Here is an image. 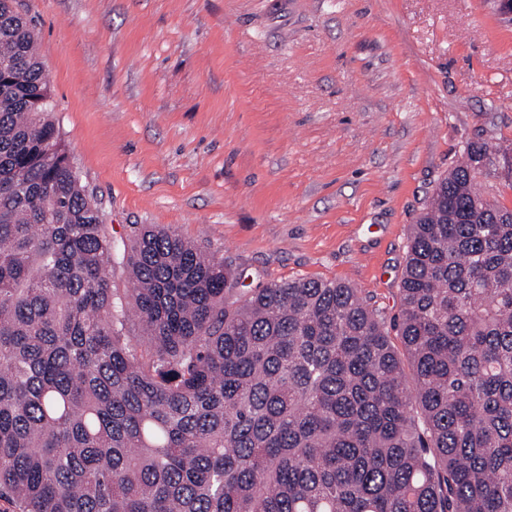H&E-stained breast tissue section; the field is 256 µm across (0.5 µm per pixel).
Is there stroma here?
Returning a JSON list of instances; mask_svg holds the SVG:
<instances>
[{"label": "stroma", "instance_id": "35a3bbf8", "mask_svg": "<svg viewBox=\"0 0 512 512\" xmlns=\"http://www.w3.org/2000/svg\"><path fill=\"white\" fill-rule=\"evenodd\" d=\"M114 237L175 227L244 290L341 281L385 317L463 144L512 142L501 0H18Z\"/></svg>", "mask_w": 512, "mask_h": 512}]
</instances>
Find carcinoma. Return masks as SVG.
Segmentation results:
<instances>
[{"instance_id":"cac0c4a2","label":"carcinoma","mask_w":512,"mask_h":512,"mask_svg":"<svg viewBox=\"0 0 512 512\" xmlns=\"http://www.w3.org/2000/svg\"><path fill=\"white\" fill-rule=\"evenodd\" d=\"M36 43L0 0V499L512 512V208L476 206L481 179L512 188L511 145L465 142L437 183L389 325L348 283L242 293L170 225L112 238Z\"/></svg>"}]
</instances>
